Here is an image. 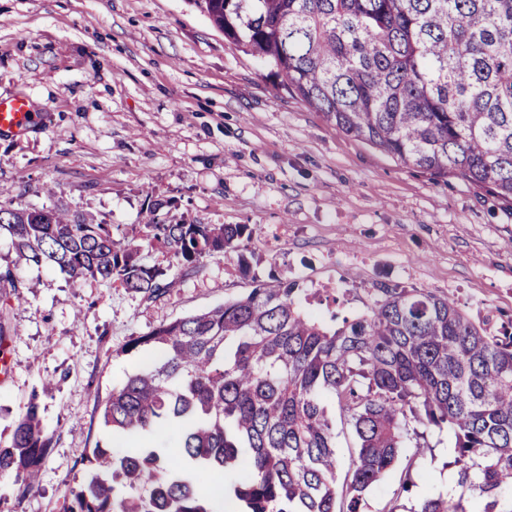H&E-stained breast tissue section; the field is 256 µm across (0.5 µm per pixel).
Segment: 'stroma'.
Here are the masks:
<instances>
[{"instance_id":"35a3bbf8","label":"stroma","mask_w":512,"mask_h":512,"mask_svg":"<svg viewBox=\"0 0 512 512\" xmlns=\"http://www.w3.org/2000/svg\"><path fill=\"white\" fill-rule=\"evenodd\" d=\"M29 98L24 135L0 134V206L64 208L136 237L175 272L145 226L245 224L238 250L147 297L20 260L0 234V444L38 396L51 436L35 488L0 478V512H65L107 436L100 406L147 358L131 337L288 276L306 312L361 315L386 281L455 302L474 322L512 320V207L453 176L432 178L355 140L229 44L192 0H0V96ZM50 392H43L45 381ZM402 491L393 471L365 512H410L457 473L450 430H429Z\"/></svg>"}]
</instances>
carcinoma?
Listing matches in <instances>:
<instances>
[{
  "label": "carcinoma",
  "mask_w": 512,
  "mask_h": 512,
  "mask_svg": "<svg viewBox=\"0 0 512 512\" xmlns=\"http://www.w3.org/2000/svg\"><path fill=\"white\" fill-rule=\"evenodd\" d=\"M224 39L274 69L279 85L337 130L436 176L512 204V0H196ZM181 270L235 250L246 224L145 225ZM19 257L69 281L152 296L180 277L146 262L112 225L61 210L0 207ZM286 277L131 338L151 358L101 408L133 452L92 449L66 512H215L217 476L236 512H364L403 466L411 423L454 433L459 492L413 512H512V322L492 333L454 302L382 283L366 311L329 327ZM349 426L346 464L336 424ZM51 438L38 396L0 446V476L35 486ZM130 489L114 496L110 482Z\"/></svg>",
  "instance_id": "1"
}]
</instances>
